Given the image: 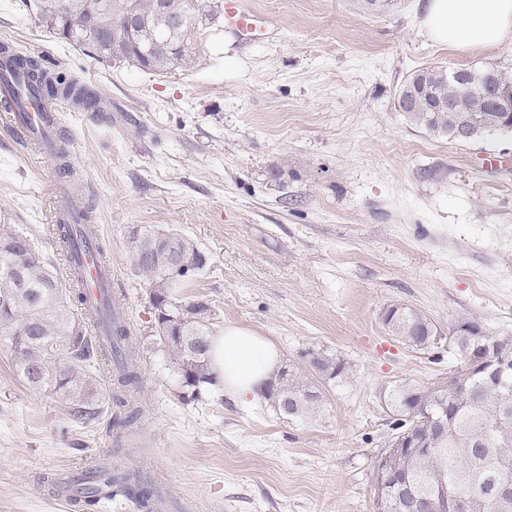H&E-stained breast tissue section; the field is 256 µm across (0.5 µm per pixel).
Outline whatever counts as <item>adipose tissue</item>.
<instances>
[{"label": "adipose tissue", "instance_id": "obj_1", "mask_svg": "<svg viewBox=\"0 0 512 512\" xmlns=\"http://www.w3.org/2000/svg\"><path fill=\"white\" fill-rule=\"evenodd\" d=\"M421 27L432 41L453 49L510 47L512 0H427ZM278 362L274 345L248 329L228 325L213 339L212 367L225 393L238 400L255 397Z\"/></svg>", "mask_w": 512, "mask_h": 512}]
</instances>
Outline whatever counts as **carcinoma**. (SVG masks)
I'll list each match as a JSON object with an SVG mask.
<instances>
[{
    "label": "carcinoma",
    "instance_id": "obj_1",
    "mask_svg": "<svg viewBox=\"0 0 512 512\" xmlns=\"http://www.w3.org/2000/svg\"><path fill=\"white\" fill-rule=\"evenodd\" d=\"M213 2L22 0L46 30L91 50L98 59H124L159 73L193 65L198 32L215 15ZM134 17L139 24L130 29L127 21ZM0 58L9 61L18 93L45 102L49 124H55L56 107L63 101L99 110L94 90L50 70L43 58L7 44L0 45ZM432 87L472 106L479 105L485 93L479 71L468 68H442ZM406 116L450 141L490 134L471 128L465 112L450 115L417 106ZM54 160L62 176L73 174L64 135L54 149ZM77 215L78 223L54 228L56 243L70 261L90 246L92 236V208L82 203ZM128 243L133 266L146 279L159 342L167 349L181 388L198 398L202 386L220 385L212 368L210 307L182 296L181 289L204 274L208 257L185 236L149 225L133 229ZM86 304L81 288L63 287L30 237L0 224V343L16 374L29 386L65 399L69 411L81 419L95 415V405L108 393L115 411L113 425L131 432L141 413L137 396L143 386L136 343L112 291L103 289V322L91 318ZM383 322L391 335L417 350L448 344L459 355L460 366L448 380L432 386L399 383L389 390L396 417L387 443L424 435L437 442L414 453L385 447L372 469L375 512H402L397 489L385 482L387 472L406 477L414 496L435 512H512V496L494 503L500 486H512V371L493 376L467 366L469 352L484 344L486 332L471 322L468 336L454 328L446 334L426 313L404 303L390 305ZM491 340L494 358L512 362V336ZM304 357L311 370L328 372L323 377L327 382L344 373L341 363L319 352L309 351ZM102 367L109 373L105 388L99 381ZM273 384L279 396L290 399L288 418L307 419L318 412L322 391L302 368L280 367L261 390L264 399H269ZM70 485L75 493L72 504L81 512L96 508L105 487L107 496L128 500L137 512H159L161 507L151 482L135 470L97 465L73 474ZM459 485L468 489L464 505L445 504V492Z\"/></svg>",
    "mask_w": 512,
    "mask_h": 512
}]
</instances>
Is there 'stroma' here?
<instances>
[{"mask_svg":"<svg viewBox=\"0 0 512 512\" xmlns=\"http://www.w3.org/2000/svg\"><path fill=\"white\" fill-rule=\"evenodd\" d=\"M424 0H244L256 29H202L197 62L157 74L98 60L0 0V44L44 56L96 86L98 112L65 108L70 162L112 253L145 388L138 435L116 446L109 413L83 424L30 388L0 351V512H74L41 477L106 456L146 471L162 512H374L372 466L392 412L381 393L431 385L459 363L391 336L385 309L425 312L442 330L473 322L512 336V136L455 142L412 124L399 88L415 70L505 68L512 48L430 40ZM495 155L499 165L482 166ZM52 160L0 125V221L30 236L57 271ZM150 225L209 257L186 296L210 327L249 329L282 360L315 350L341 361L319 413L292 420L256 397L204 387L183 398L154 335L128 236Z\"/></svg>","mask_w":512,"mask_h":512,"instance_id":"35a3bbf8","label":"stroma"}]
</instances>
